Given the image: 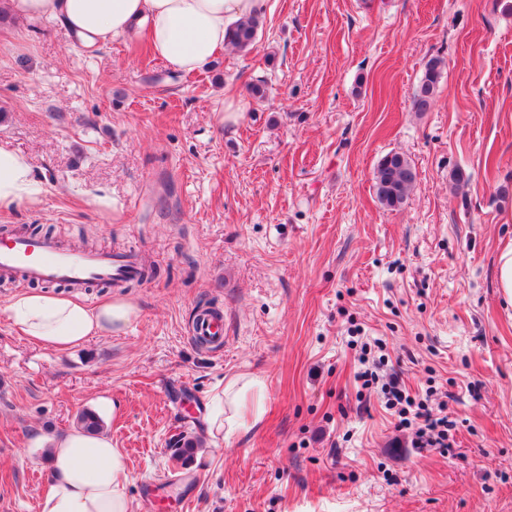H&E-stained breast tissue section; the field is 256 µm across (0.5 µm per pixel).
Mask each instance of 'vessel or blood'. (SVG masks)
<instances>
[{
  "instance_id": "1",
  "label": "vessel or blood",
  "mask_w": 512,
  "mask_h": 512,
  "mask_svg": "<svg viewBox=\"0 0 512 512\" xmlns=\"http://www.w3.org/2000/svg\"><path fill=\"white\" fill-rule=\"evenodd\" d=\"M134 253H89L54 240L24 234L0 236V276L35 282H60L81 290L93 282L122 284L139 278ZM192 337L201 346L223 349V316L196 315Z\"/></svg>"
}]
</instances>
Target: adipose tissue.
Instances as JSON below:
<instances>
[{"instance_id":"ef3b65f1","label":"adipose tissue","mask_w":512,"mask_h":512,"mask_svg":"<svg viewBox=\"0 0 512 512\" xmlns=\"http://www.w3.org/2000/svg\"><path fill=\"white\" fill-rule=\"evenodd\" d=\"M265 0H0V14L18 22L60 21L93 44L145 26L153 53L175 70L193 73L225 48L234 23L262 14ZM44 187L29 161L0 147V211L41 202ZM13 330L31 343L67 350L122 330L136 314L121 299L90 305L78 297L24 290L4 307ZM239 381L209 404L207 431L221 433L244 418ZM51 474L40 497L41 512H130L124 456L110 437L73 430L52 440Z\"/></svg>"}]
</instances>
